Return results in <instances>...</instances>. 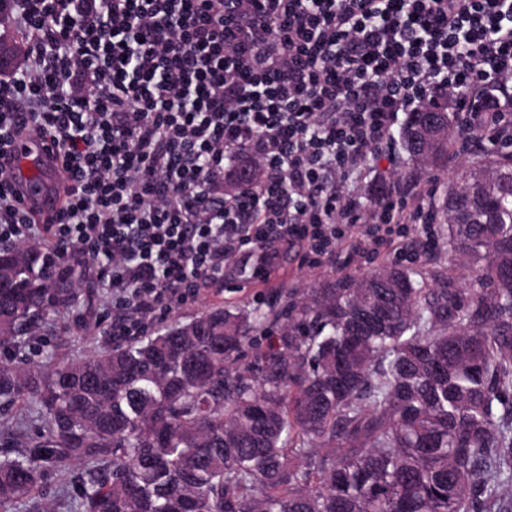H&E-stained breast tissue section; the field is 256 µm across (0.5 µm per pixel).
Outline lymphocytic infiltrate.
<instances>
[{
	"label": "lymphocytic infiltrate",
	"mask_w": 512,
	"mask_h": 512,
	"mask_svg": "<svg viewBox=\"0 0 512 512\" xmlns=\"http://www.w3.org/2000/svg\"><path fill=\"white\" fill-rule=\"evenodd\" d=\"M2 18L25 49L0 71V243L80 253L116 341L223 292L245 246L267 284L282 245L315 270L431 223L427 189L359 192L400 113L450 99L464 129L512 125V0H0ZM23 136L60 165L45 220L14 185ZM230 158L261 179L229 190Z\"/></svg>",
	"instance_id": "f902f5d3"
}]
</instances>
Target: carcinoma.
<instances>
[{
  "mask_svg": "<svg viewBox=\"0 0 512 512\" xmlns=\"http://www.w3.org/2000/svg\"><path fill=\"white\" fill-rule=\"evenodd\" d=\"M407 113L406 168L469 169L433 209L448 260L314 284L278 312L214 307L78 360L15 362L21 339L87 311L56 256L0 248V408L37 436L0 448V512L89 467L73 512H512V133L475 153L455 112ZM278 346L244 361L251 333Z\"/></svg>",
  "mask_w": 512,
  "mask_h": 512,
  "instance_id": "1",
  "label": "carcinoma"
}]
</instances>
